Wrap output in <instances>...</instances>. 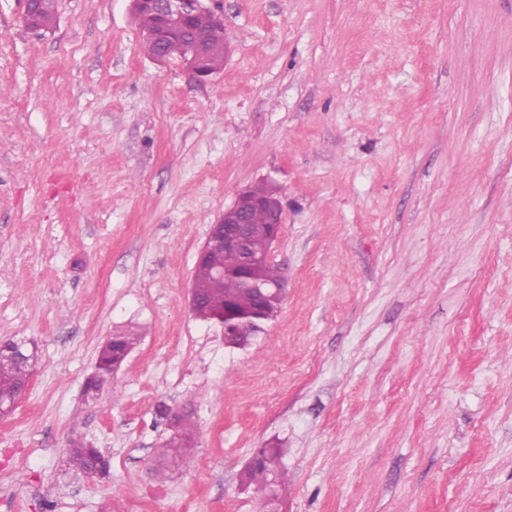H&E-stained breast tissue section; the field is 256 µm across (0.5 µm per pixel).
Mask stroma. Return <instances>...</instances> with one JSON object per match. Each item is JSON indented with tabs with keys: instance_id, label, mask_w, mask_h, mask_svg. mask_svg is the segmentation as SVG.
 I'll return each instance as SVG.
<instances>
[{
	"instance_id": "1",
	"label": "stroma",
	"mask_w": 512,
	"mask_h": 512,
	"mask_svg": "<svg viewBox=\"0 0 512 512\" xmlns=\"http://www.w3.org/2000/svg\"><path fill=\"white\" fill-rule=\"evenodd\" d=\"M0 0V339L33 343L0 418V512H512V0H220L204 86L128 0ZM270 179L277 317L234 349L189 306L197 252ZM138 342L84 395L116 330ZM192 461L158 480L168 412ZM83 438L108 456L67 465ZM260 454L261 460L258 464L247 463L242 472L240 484L246 488L253 486L260 496L255 512H276L274 510L277 509L278 504L274 505L269 500L266 488L269 485L274 487L279 502L281 491L286 488L283 453L280 448L264 447L260 448Z\"/></svg>"
}]
</instances>
